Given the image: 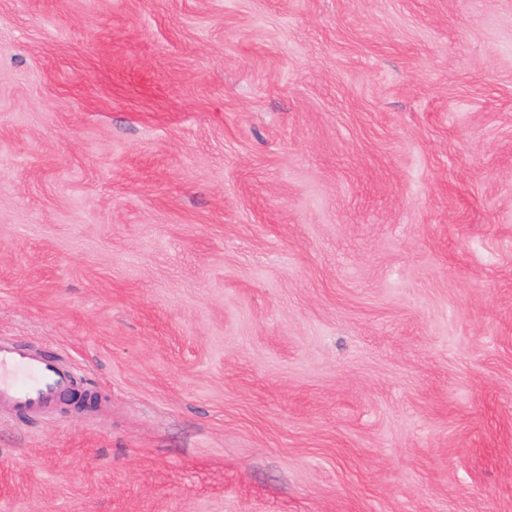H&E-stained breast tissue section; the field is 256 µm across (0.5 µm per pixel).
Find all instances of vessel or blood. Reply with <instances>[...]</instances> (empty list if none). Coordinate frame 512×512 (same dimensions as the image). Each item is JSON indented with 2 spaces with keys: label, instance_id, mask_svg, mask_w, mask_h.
Wrapping results in <instances>:
<instances>
[{
  "label": "vessel or blood",
  "instance_id": "1",
  "mask_svg": "<svg viewBox=\"0 0 512 512\" xmlns=\"http://www.w3.org/2000/svg\"><path fill=\"white\" fill-rule=\"evenodd\" d=\"M78 392L72 372L61 357L0 336V408L30 419Z\"/></svg>",
  "mask_w": 512,
  "mask_h": 512
}]
</instances>
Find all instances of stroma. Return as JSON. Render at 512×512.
<instances>
[{
	"label": "stroma",
	"mask_w": 512,
	"mask_h": 512,
	"mask_svg": "<svg viewBox=\"0 0 512 512\" xmlns=\"http://www.w3.org/2000/svg\"><path fill=\"white\" fill-rule=\"evenodd\" d=\"M0 512H512V0H0ZM63 363L61 357L0 336V408L30 419L75 397L77 382Z\"/></svg>",
	"instance_id": "obj_1"
}]
</instances>
